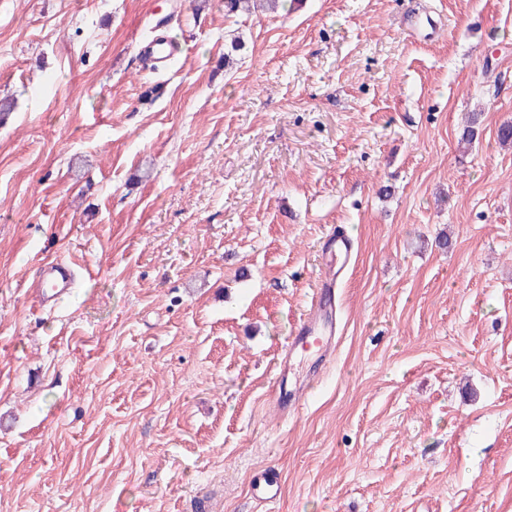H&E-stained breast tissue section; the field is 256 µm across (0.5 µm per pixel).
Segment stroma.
<instances>
[{
  "instance_id": "obj_1",
  "label": "stroma",
  "mask_w": 512,
  "mask_h": 512,
  "mask_svg": "<svg viewBox=\"0 0 512 512\" xmlns=\"http://www.w3.org/2000/svg\"><path fill=\"white\" fill-rule=\"evenodd\" d=\"M6 96L0 512H512V0H0ZM142 53L153 65L166 66L173 57L169 44L160 37H154L146 41L142 46ZM354 249L346 235H330L324 243V252L329 254L326 270L312 292L308 309L297 324L288 344L289 351L298 347H319L323 365L332 353L337 331L335 288L344 272V264ZM336 257L344 263L337 267ZM75 264L72 261H48L42 268V289L38 296V304L45 306L48 301L55 300L60 294L71 288L74 282ZM286 366L287 359L284 358L276 367L273 381L267 390V399L283 415H292L303 405L304 393L289 389L284 380ZM252 491L254 497L265 505H276L280 501L278 473L274 468L265 469L255 479Z\"/></svg>"
}]
</instances>
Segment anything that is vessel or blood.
I'll list each match as a JSON object with an SVG mask.
<instances>
[{"mask_svg":"<svg viewBox=\"0 0 512 512\" xmlns=\"http://www.w3.org/2000/svg\"><path fill=\"white\" fill-rule=\"evenodd\" d=\"M142 53L153 65L163 67L172 59L169 44L155 37L146 41ZM354 249L353 242L344 235H330L324 243L328 256L326 270L318 280L311 296L308 309L297 324L288 344L289 349L316 347L323 357H330L337 331L335 288L343 274L338 267V258L350 257ZM75 265L66 260L46 262L42 268L43 289L38 297L39 304L55 300L60 294L71 288L74 282ZM286 367L278 365L271 385L267 390L269 403L282 414L292 415L298 412L304 402L302 392L289 389L284 378ZM252 491L254 497L265 505H274L280 501L278 473L268 468L255 479Z\"/></svg>","mask_w":512,"mask_h":512,"instance_id":"vessel-or-blood-1","label":"vessel or blood"}]
</instances>
